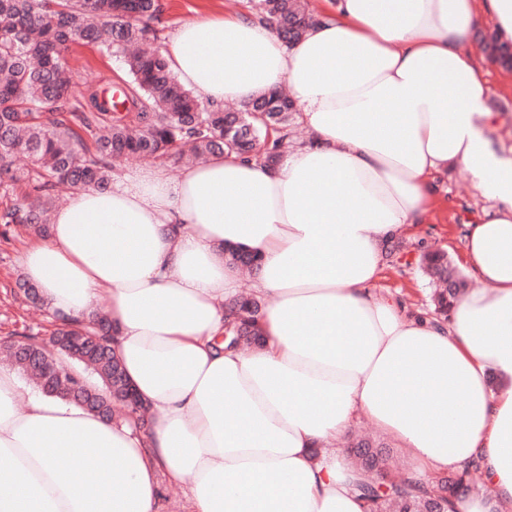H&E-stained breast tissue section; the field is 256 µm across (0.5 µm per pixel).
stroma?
Wrapping results in <instances>:
<instances>
[{
	"label": "stroma",
	"mask_w": 512,
	"mask_h": 512,
	"mask_svg": "<svg viewBox=\"0 0 512 512\" xmlns=\"http://www.w3.org/2000/svg\"><path fill=\"white\" fill-rule=\"evenodd\" d=\"M164 11L159 24L162 31L173 30L189 15H220L229 7L228 0H162ZM75 92L86 85L106 82L119 85L125 80L122 62L85 43L72 45L66 55ZM495 89L490 107L496 118L487 132L492 149L512 159V69L497 63L487 65ZM440 201L425 223L410 225L402 235V250L385 254L380 288L401 302L407 312L431 311L430 286L418 268L423 248L446 250L456 267H463L461 237L465 224L481 214L483 200L474 190L468 171L460 165L449 167L436 178ZM29 240L25 237L0 238V342L11 339L14 331L27 329L41 339H48L55 329L48 315L15 296L13 289L21 275L19 258Z\"/></svg>",
	"instance_id": "35a3bbf8"
}]
</instances>
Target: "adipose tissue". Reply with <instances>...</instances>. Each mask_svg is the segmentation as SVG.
I'll return each mask as SVG.
<instances>
[{"mask_svg":"<svg viewBox=\"0 0 512 512\" xmlns=\"http://www.w3.org/2000/svg\"><path fill=\"white\" fill-rule=\"evenodd\" d=\"M295 44L251 12L179 23L164 55L213 106L287 89L314 140L281 165L213 157L170 179L119 171L74 192L25 277L57 322L108 299L151 430L45 395L0 367V512H365L341 442L365 417L421 474L479 460L450 512H512V160L482 134L491 87L465 51L481 16L512 45V0H326ZM463 165L487 211L463 258L481 286L438 323L377 290L383 244L424 223ZM259 257L250 282L225 245ZM269 298L264 341L225 350L224 300ZM71 472L63 474L59 460ZM180 487L164 483L161 487L157 512H184Z\"/></svg>","mask_w":512,"mask_h":512,"instance_id":"obj_1","label":"adipose tissue"}]
</instances>
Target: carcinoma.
Listing matches in <instances>:
<instances>
[{
	"label": "carcinoma",
	"mask_w": 512,
	"mask_h": 512,
	"mask_svg": "<svg viewBox=\"0 0 512 512\" xmlns=\"http://www.w3.org/2000/svg\"><path fill=\"white\" fill-rule=\"evenodd\" d=\"M252 9L287 43L299 39L315 19L307 0H261ZM160 13L159 0H0V188L22 183L31 197L0 210L1 226L48 236L58 188L106 191L112 160L124 156L168 157L188 145L196 160L236 155L271 168L279 164L291 136L292 101L263 94L234 110L201 106L198 96L178 82L158 45L154 23ZM78 41L123 59L131 78L124 111H112V103L93 87L87 102L69 110L71 79L64 54ZM16 153L30 158L29 169L11 168L8 158ZM224 260L239 269L259 264L256 254L234 247L224 248ZM421 268L435 284L432 314L448 316L465 293V277L440 249L424 250ZM18 288L27 302L46 307L35 284L20 280ZM266 306L265 299L247 294L224 301V349L260 343ZM56 332L90 337L75 362L100 385L87 384L71 369L65 352L33 335L17 334L3 342L0 353L44 395L100 409L109 421L120 406L124 416H138L139 428L149 432L142 407L125 402L123 369L114 348L102 347L101 339L114 335L105 311L61 324ZM353 447L374 450L369 458L364 452L354 456L364 474L358 492L368 512H428L430 497L441 490L437 482L394 479L383 488L376 471L388 469L390 447L376 440H359Z\"/></svg>",
	"instance_id": "obj_1"
}]
</instances>
